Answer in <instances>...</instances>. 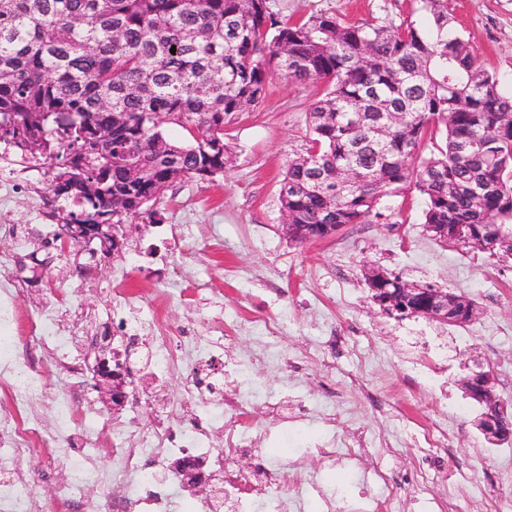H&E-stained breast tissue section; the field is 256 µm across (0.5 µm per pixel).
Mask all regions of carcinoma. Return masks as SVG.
<instances>
[{
	"label": "carcinoma",
	"instance_id": "cac0c4a2",
	"mask_svg": "<svg viewBox=\"0 0 512 512\" xmlns=\"http://www.w3.org/2000/svg\"><path fill=\"white\" fill-rule=\"evenodd\" d=\"M420 2L424 27L281 21L268 0H0V142L83 161L48 168L62 227L151 220L162 190L224 172V123L263 100L274 65L327 83L282 179L288 223L363 224L412 186L424 223L467 224L468 252L512 258V96L443 0ZM199 465L176 460L184 487Z\"/></svg>",
	"mask_w": 512,
	"mask_h": 512
}]
</instances>
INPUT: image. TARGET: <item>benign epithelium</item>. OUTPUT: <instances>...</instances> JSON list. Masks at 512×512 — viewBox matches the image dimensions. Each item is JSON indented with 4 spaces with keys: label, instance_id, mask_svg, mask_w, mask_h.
<instances>
[{
    "label": "benign epithelium",
    "instance_id": "obj_1",
    "mask_svg": "<svg viewBox=\"0 0 512 512\" xmlns=\"http://www.w3.org/2000/svg\"><path fill=\"white\" fill-rule=\"evenodd\" d=\"M131 224H77L75 229L61 236L64 245L74 244L73 255H97L93 247L97 239L108 236L112 239V254L122 252ZM342 224H321L315 238L319 240L336 236ZM282 231L290 238L305 243L312 236L304 231L302 224H284ZM378 278L368 282L373 301L380 312L389 318H413L423 316L428 320L454 325L468 320L472 309L459 303V300L446 288L431 283L410 282L399 273L377 272ZM109 350L116 361L119 385L108 394H101L106 400L114 399L112 410L119 412L126 402V376L128 361L122 360L130 354L125 339L115 340L110 337ZM466 396L478 403L483 411L475 421L477 429L493 445L512 443V415L507 414L503 401L495 393L494 373L483 363L475 361L466 365V376L462 380Z\"/></svg>",
    "mask_w": 512,
    "mask_h": 512
}]
</instances>
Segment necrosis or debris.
<instances>
[{
    "label": "necrosis or debris",
    "mask_w": 512,
    "mask_h": 512,
    "mask_svg": "<svg viewBox=\"0 0 512 512\" xmlns=\"http://www.w3.org/2000/svg\"><path fill=\"white\" fill-rule=\"evenodd\" d=\"M18 293L14 281L0 279V382L11 391V410L0 413V506L5 512H47L30 490L32 476L20 468L21 458L71 456L77 468L88 473L102 453L118 461V471L110 477L98 476L94 499L86 498L78 483L60 485L57 500L65 512H181V501L169 490L170 461L189 454L210 458L213 469L223 472L226 512H251L257 492L267 496L269 512H288L289 500L302 488L321 512H360L354 502L338 510L335 492L324 489L299 465L290 466L284 486L273 482L261 462L249 472H240L238 461L248 453L244 440L254 419L244 404L225 400L222 384L213 375V363L225 354L223 337L199 335L190 328L180 332L174 344H159L152 352L156 376L191 365L181 402L154 398L157 420L150 429H143L132 417L117 423L102 416L92 427L82 429L79 443H59L45 433V424L60 418L62 409L72 407V400H48L44 369L19 360L11 336L1 332L14 322ZM37 322L47 367L66 369L73 379H80L78 349L61 335L56 311L40 312ZM298 417L319 420L321 429L312 448L327 467L342 468L367 456L362 444L337 437L333 411L303 404Z\"/></svg>",
    "instance_id": "necrosis-or-debris-1"
}]
</instances>
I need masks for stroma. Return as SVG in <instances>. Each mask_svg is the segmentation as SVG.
Listing matches in <instances>:
<instances>
[{
  "mask_svg": "<svg viewBox=\"0 0 512 512\" xmlns=\"http://www.w3.org/2000/svg\"><path fill=\"white\" fill-rule=\"evenodd\" d=\"M444 2L478 62L512 93V0ZM269 6L275 17L293 22L321 14L359 24L423 19L414 0H269ZM326 91L324 82L272 73L261 104L224 126L230 158L224 174L168 187L157 205L159 221H139L122 254L94 270L58 254L53 235L61 205L47 188L44 168L16 149L0 148V256L29 254L28 244L16 238L34 230L38 256L49 259L54 282L24 287L17 297L15 350L39 359L28 315L49 304L81 311L86 336L104 325L133 335V315L118 304L117 290L153 295L167 288L168 268L179 265L184 295L202 283L223 304L224 333L237 339L233 357L248 360L260 334L256 328L241 332L240 321L264 313L281 321L273 346L291 366H254L224 388L226 398L244 402L259 420L247 445L260 449L273 473L286 477V464L298 463L345 498L366 487L373 496H392L391 512H411L422 500L443 512H485L490 501L512 499V445H490L475 430L480 409L465 398L460 379L464 363L480 359L495 374L497 394L512 403V259L491 264L437 245L423 230L424 199L409 188L385 197L368 223L347 225L330 239L289 242L280 230L281 181L289 162L309 148L307 114ZM366 264L474 299L480 315L464 329L382 316L363 281ZM439 343L448 347L447 358L437 362L440 378L453 403L465 407L460 418L436 406L433 390L412 384L417 363ZM324 356L334 361L333 370L322 368ZM130 366L129 394L155 391L180 400L188 368L155 380L145 355L132 356ZM296 394L334 411L337 427L347 437H362L371 455L351 472L324 466L309 451L316 423L290 430L265 415L270 399ZM432 423L454 442L447 456L426 461L415 442ZM20 465L34 476L32 492L49 502L56 486L75 475L69 458L49 469L27 457ZM379 467L389 485L373 483Z\"/></svg>",
  "mask_w": 512,
  "mask_h": 512,
  "instance_id": "35a3bbf8",
  "label": "stroma"
}]
</instances>
